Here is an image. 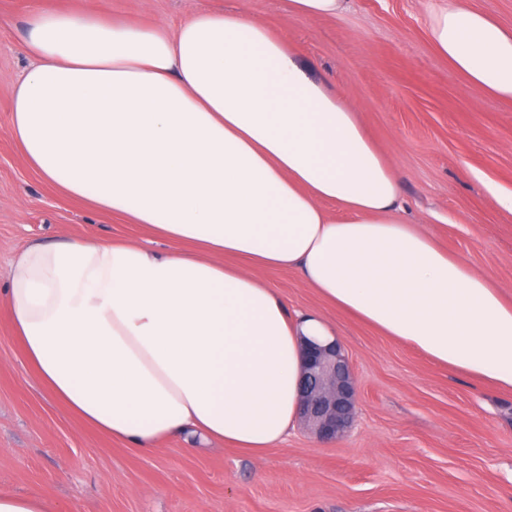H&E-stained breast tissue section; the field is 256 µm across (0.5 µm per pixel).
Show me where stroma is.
<instances>
[{"mask_svg": "<svg viewBox=\"0 0 512 512\" xmlns=\"http://www.w3.org/2000/svg\"><path fill=\"white\" fill-rule=\"evenodd\" d=\"M439 0H347L307 19L285 0H0V289L30 244L145 240L140 225L58 194L9 134L13 85L42 12L176 25L201 9L246 6L299 43L312 74L344 91L393 162L403 216L449 253L512 290V101L467 86L434 49ZM261 279L287 304L326 314L358 383L357 414L335 445L304 428L254 459L227 446L168 440L126 447L72 419L36 382L0 306V491L42 495L59 512H512V392L454 373L410 345L336 316L295 271Z\"/></svg>", "mask_w": 512, "mask_h": 512, "instance_id": "obj_1", "label": "stroma"}]
</instances>
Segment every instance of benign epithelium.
Returning a JSON list of instances; mask_svg holds the SVG:
<instances>
[{
    "instance_id": "7a95c632",
    "label": "benign epithelium",
    "mask_w": 512,
    "mask_h": 512,
    "mask_svg": "<svg viewBox=\"0 0 512 512\" xmlns=\"http://www.w3.org/2000/svg\"><path fill=\"white\" fill-rule=\"evenodd\" d=\"M357 381L339 342L304 347L299 418L315 439L331 443L354 419Z\"/></svg>"
}]
</instances>
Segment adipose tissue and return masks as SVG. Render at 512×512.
<instances>
[{
    "instance_id": "1",
    "label": "adipose tissue",
    "mask_w": 512,
    "mask_h": 512,
    "mask_svg": "<svg viewBox=\"0 0 512 512\" xmlns=\"http://www.w3.org/2000/svg\"><path fill=\"white\" fill-rule=\"evenodd\" d=\"M429 32L467 84L512 100V31L465 0ZM9 133L62 196L166 240L37 242L7 313L34 377L81 422L151 450L192 433L262 455L298 421L318 312L257 271H298L337 315L512 391V298L401 216L400 182L342 90L247 11L177 27L38 16Z\"/></svg>"
}]
</instances>
